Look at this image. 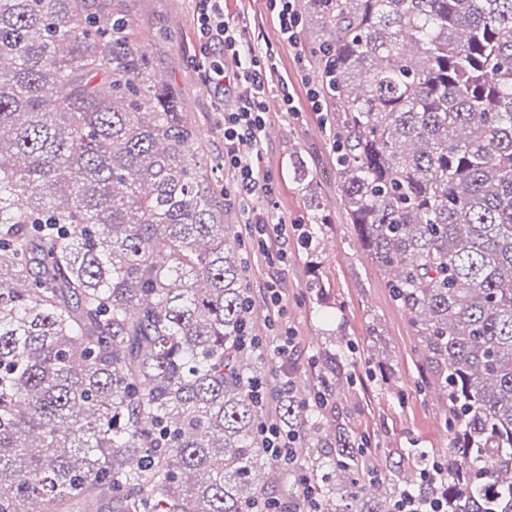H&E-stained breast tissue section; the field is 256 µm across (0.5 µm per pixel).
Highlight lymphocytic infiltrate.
I'll list each match as a JSON object with an SVG mask.
<instances>
[{"instance_id":"1","label":"lymphocytic infiltrate","mask_w":512,"mask_h":512,"mask_svg":"<svg viewBox=\"0 0 512 512\" xmlns=\"http://www.w3.org/2000/svg\"><path fill=\"white\" fill-rule=\"evenodd\" d=\"M199 39L220 47L224 56L237 61L234 72L224 70L221 62L204 66L206 82L228 83L235 92L231 107L221 109L220 125L224 134V167L233 177V191L247 215L250 236L258 252L285 261L288 254L287 223L270 213L254 208L257 198H271L272 184L260 166L263 132L267 120L265 98L275 72L271 59H258L239 22L225 18L224 0H194Z\"/></svg>"}]
</instances>
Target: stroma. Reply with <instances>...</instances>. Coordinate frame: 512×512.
<instances>
[{"label": "stroma", "instance_id": "1", "mask_svg": "<svg viewBox=\"0 0 512 512\" xmlns=\"http://www.w3.org/2000/svg\"><path fill=\"white\" fill-rule=\"evenodd\" d=\"M224 11L244 18L256 55L271 54L277 64L267 121L277 135L264 142L262 166L273 180L276 213L288 223V261L282 264L247 251L245 281L253 301L254 329L263 336L283 330L293 335V351L273 358L272 365L298 371L299 383L310 389L320 385L311 367L313 355L342 338L353 343L348 358L362 380L356 389L336 390L325 414L342 416L354 433L367 439V467L377 468L382 480L392 479L393 462L410 464L422 454L445 455L450 436L443 404L424 387L410 320L392 300L383 274L362 251L340 204L334 131L306 95L318 83L311 53L324 32L313 21L300 26L295 42H287L266 0H224ZM131 19L137 38L150 40L149 54L158 74L181 89L183 109L195 120L206 144L223 152L215 104L220 100L232 104L233 92L206 84L201 76V63L219 59L220 53L199 43L191 0H136ZM285 89L294 96L296 110L286 111L282 105ZM292 149L307 160L314 193L328 219L313 254L302 240L309 226L307 198L288 177ZM315 278L329 290L330 313H323L312 299L309 284ZM273 281L283 295L278 308L266 303L267 287Z\"/></svg>", "mask_w": 512, "mask_h": 512}]
</instances>
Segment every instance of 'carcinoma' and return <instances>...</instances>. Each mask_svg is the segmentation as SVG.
I'll list each match as a JSON object with an SVG mask.
<instances>
[{"label": "carcinoma", "mask_w": 512, "mask_h": 512, "mask_svg": "<svg viewBox=\"0 0 512 512\" xmlns=\"http://www.w3.org/2000/svg\"><path fill=\"white\" fill-rule=\"evenodd\" d=\"M341 203L448 402V455L360 484L363 440L260 354L239 236L176 88L127 6L0 0V512H248L271 418L330 449L322 512H512V0H305ZM288 176L307 189L298 151ZM264 384L272 402L252 397ZM440 466L427 477L424 471ZM395 512H446L448 503L436 499L421 505L411 494H404L395 503Z\"/></svg>", "instance_id": "1"}]
</instances>
